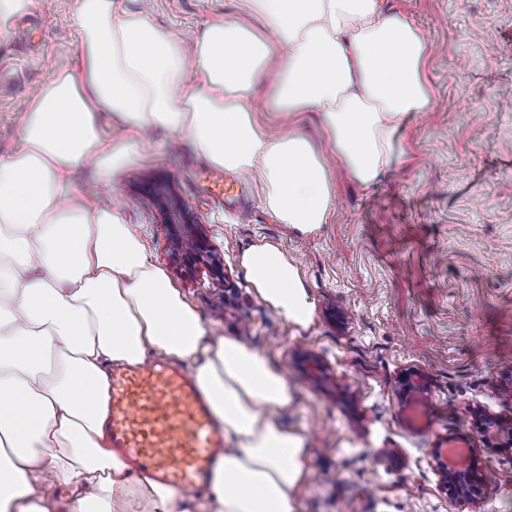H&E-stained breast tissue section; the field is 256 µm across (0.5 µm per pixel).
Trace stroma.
Masks as SVG:
<instances>
[{
    "mask_svg": "<svg viewBox=\"0 0 512 512\" xmlns=\"http://www.w3.org/2000/svg\"><path fill=\"white\" fill-rule=\"evenodd\" d=\"M75 0H39L0 34V155L20 136L34 88L78 49ZM164 30L192 38L243 19L239 0H151ZM429 46L434 105L401 129L404 157L371 186L336 175L329 223L302 234L265 208L256 176L224 172L215 196L189 147L147 137L145 158L101 190L100 205L142 225L152 259L205 327L268 354L288 378L278 419L309 447L297 512H512V0H386ZM172 191L224 263L178 260L185 227L164 223L148 186ZM271 242L313 304L304 326L252 292L244 251ZM321 371H313L312 361ZM473 450L487 481L472 504L442 489L435 451Z\"/></svg>",
    "mask_w": 512,
    "mask_h": 512,
    "instance_id": "1",
    "label": "stroma"
}]
</instances>
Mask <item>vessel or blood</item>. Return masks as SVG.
<instances>
[{
	"mask_svg": "<svg viewBox=\"0 0 512 512\" xmlns=\"http://www.w3.org/2000/svg\"><path fill=\"white\" fill-rule=\"evenodd\" d=\"M107 430L134 467L179 491L203 492L224 454V427L192 378L162 360L118 365Z\"/></svg>",
	"mask_w": 512,
	"mask_h": 512,
	"instance_id": "obj_1",
	"label": "vessel or blood"
}]
</instances>
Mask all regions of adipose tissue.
I'll return each mask as SVG.
<instances>
[{"label":"adipose tissue","mask_w":512,"mask_h":512,"mask_svg":"<svg viewBox=\"0 0 512 512\" xmlns=\"http://www.w3.org/2000/svg\"><path fill=\"white\" fill-rule=\"evenodd\" d=\"M262 28L210 22L192 43L142 8L77 0L74 62L30 95L18 143L0 157V512H187L175 489L108 448L105 365L148 350L185 362L224 425L226 448L199 512H294L304 439L276 413L286 375L233 336L209 334L151 258L138 225L77 182L110 187L162 131L209 165L257 173L277 223H327L334 169L360 186L400 164L396 137L433 105L429 47L382 0H241ZM265 89V108L254 99ZM315 113L323 137L267 115ZM257 296L285 320L312 316L284 253L242 257ZM73 487L61 504L59 486Z\"/></svg>","instance_id":"1"}]
</instances>
